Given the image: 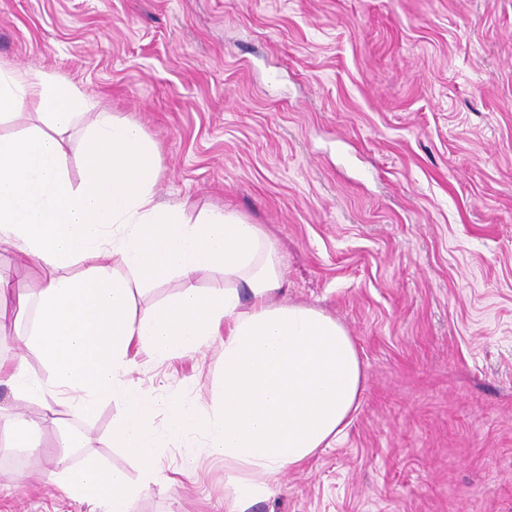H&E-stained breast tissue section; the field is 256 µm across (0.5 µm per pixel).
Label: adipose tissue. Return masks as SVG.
I'll return each instance as SVG.
<instances>
[{
    "label": "adipose tissue",
    "instance_id": "obj_1",
    "mask_svg": "<svg viewBox=\"0 0 512 512\" xmlns=\"http://www.w3.org/2000/svg\"><path fill=\"white\" fill-rule=\"evenodd\" d=\"M35 101L37 125L0 136V253L49 269L24 344L47 371L28 373L23 359L0 363V385L51 406L74 401L91 416L105 399L123 397L112 445L154 467V420L168 410L170 434H199L225 464L231 512H247L272 483L345 431L359 406L365 375L354 340L314 308L280 304L284 286L276 248L260 225L220 209L188 220L184 203H160L158 148L135 124L90 101L71 83L0 64V113ZM81 127L84 175L72 182L65 135ZM81 264L73 276L65 268ZM224 270L225 287L191 284L199 272ZM187 285L176 297L137 312L134 291L168 275ZM224 334L223 397L209 412L120 391L138 346L166 360L199 350ZM57 478L69 496L131 512L126 474L89 461L70 464L61 442Z\"/></svg>",
    "mask_w": 512,
    "mask_h": 512
}]
</instances>
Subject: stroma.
Here are the masks:
<instances>
[{
	"label": "stroma",
	"mask_w": 512,
	"mask_h": 512,
	"mask_svg": "<svg viewBox=\"0 0 512 512\" xmlns=\"http://www.w3.org/2000/svg\"><path fill=\"white\" fill-rule=\"evenodd\" d=\"M0 63L44 71L158 145L161 202L228 209L277 249L282 301L354 339L340 442L248 512H512V0H0ZM25 303L0 356L48 373L19 330L44 270L0 254ZM223 336L126 385L217 410ZM38 427L0 450V512H89L52 479L62 433L126 472L133 512H229L224 462L159 414L156 468L111 445L122 398L85 418L0 386Z\"/></svg>",
	"instance_id": "1"
}]
</instances>
